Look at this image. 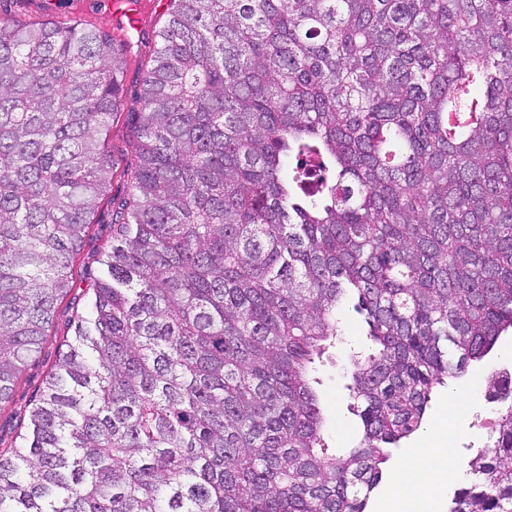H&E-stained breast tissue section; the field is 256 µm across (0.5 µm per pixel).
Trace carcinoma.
Returning <instances> with one entry per match:
<instances>
[{
    "instance_id": "1",
    "label": "carcinoma",
    "mask_w": 512,
    "mask_h": 512,
    "mask_svg": "<svg viewBox=\"0 0 512 512\" xmlns=\"http://www.w3.org/2000/svg\"><path fill=\"white\" fill-rule=\"evenodd\" d=\"M171 2L0 512H366L512 330V0ZM122 85L115 37L0 17V409L73 288ZM349 308L374 347L336 454L310 374ZM485 397L511 406L448 512H512V380Z\"/></svg>"
}]
</instances>
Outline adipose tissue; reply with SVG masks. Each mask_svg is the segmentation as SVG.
Returning <instances> with one entry per match:
<instances>
[{
  "label": "adipose tissue",
  "instance_id": "ef3b65f1",
  "mask_svg": "<svg viewBox=\"0 0 512 512\" xmlns=\"http://www.w3.org/2000/svg\"><path fill=\"white\" fill-rule=\"evenodd\" d=\"M448 430L432 435V443L412 449L394 467L393 489L386 494L377 512H440L432 491L437 475L451 477L452 459Z\"/></svg>",
  "mask_w": 512,
  "mask_h": 512
}]
</instances>
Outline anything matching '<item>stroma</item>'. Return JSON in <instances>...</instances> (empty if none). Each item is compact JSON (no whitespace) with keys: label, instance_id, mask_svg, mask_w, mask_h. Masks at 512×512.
<instances>
[{"label":"stroma","instance_id":"35a3bbf8","mask_svg":"<svg viewBox=\"0 0 512 512\" xmlns=\"http://www.w3.org/2000/svg\"><path fill=\"white\" fill-rule=\"evenodd\" d=\"M137 5L140 24L130 30L128 43L119 47L125 60L122 106L104 137V149L112 160L113 175L98 207L90 216L91 226L75 264L74 288L60 304L54 323L48 330L49 338L35 361L28 365L11 403L0 409L1 448L19 443L26 430L31 401L62 350V336L74 333L73 320L76 316L88 314L85 289L101 276L102 268L97 258L112 245V203L126 198L130 191L126 174L134 161L130 115L140 109L142 81L156 56L157 34L168 19L167 14L151 7L150 0H137ZM0 15L26 21L50 19L67 22L76 19L111 34L116 31L104 0H0ZM368 346L364 328L357 323H349L329 356L318 363L314 372L325 417V440L330 449L339 453L354 446L359 426L358 418L349 411V379L344 367L352 352L367 350ZM499 348V355L486 363L472 365L465 378L469 385L461 407L465 427L454 433L450 444L456 476L440 487L439 494L445 498H452L454 491L468 482L469 462L489 438L488 425L494 416L495 406L485 398V379L495 367L500 366L501 352L512 351V336L503 337Z\"/></svg>","mask_w":512,"mask_h":512}]
</instances>
